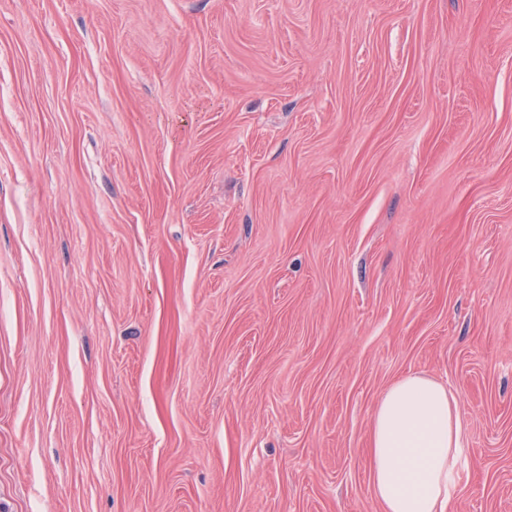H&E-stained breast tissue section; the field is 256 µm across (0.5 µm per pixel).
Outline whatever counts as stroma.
<instances>
[{
  "label": "stroma",
  "instance_id": "obj_1",
  "mask_svg": "<svg viewBox=\"0 0 512 512\" xmlns=\"http://www.w3.org/2000/svg\"><path fill=\"white\" fill-rule=\"evenodd\" d=\"M408 373L512 512V0H0V512H380Z\"/></svg>",
  "mask_w": 512,
  "mask_h": 512
}]
</instances>
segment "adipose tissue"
<instances>
[{
  "label": "adipose tissue",
  "mask_w": 512,
  "mask_h": 512,
  "mask_svg": "<svg viewBox=\"0 0 512 512\" xmlns=\"http://www.w3.org/2000/svg\"><path fill=\"white\" fill-rule=\"evenodd\" d=\"M466 434L458 397L444 384L410 373L388 387L369 433L372 492L381 512H449Z\"/></svg>",
  "instance_id": "1"
}]
</instances>
